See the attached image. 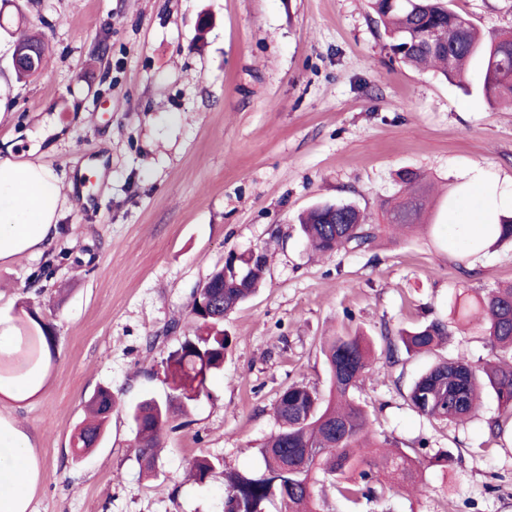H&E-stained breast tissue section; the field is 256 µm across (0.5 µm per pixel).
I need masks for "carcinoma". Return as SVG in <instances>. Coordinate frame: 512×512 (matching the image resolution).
<instances>
[{
	"label": "carcinoma",
	"mask_w": 512,
	"mask_h": 512,
	"mask_svg": "<svg viewBox=\"0 0 512 512\" xmlns=\"http://www.w3.org/2000/svg\"><path fill=\"white\" fill-rule=\"evenodd\" d=\"M374 21L389 41L393 55L405 64L430 66L445 79L466 85L475 61L482 68L480 93L491 107L512 108V30L484 33L451 7V0H369ZM400 195L384 201L385 223L393 229L423 222L427 196L422 175L415 170L398 174ZM307 247L322 255L372 244L382 231L364 223L352 202L319 204L300 218ZM481 238L493 243L512 240V217L485 224ZM267 266V252L253 257L228 252L224 266L214 270L206 287L193 292L183 327L188 335L161 360L168 394L148 397L128 409L136 429L134 452L153 470L156 448L164 430L188 415L202 398L210 396L209 382L224 367L228 337L224 318L259 288ZM450 319L433 318L402 331L388 346L394 358L398 345L409 354L429 353L440 347L454 324L475 323L483 328L489 357L475 362L461 348L452 359L423 373L408 394L421 415L448 424H463L477 411L479 394L488 388L501 415L489 425L494 438H502L512 422V284L490 290L476 302L466 299L449 308ZM21 321L25 332L21 351L0 363V378L20 379L40 371L44 352L54 351L56 336L50 325L34 313ZM322 351L330 376L327 395L303 383L289 385L273 406L278 430L259 449L260 469L224 471V512H320L316 498L319 476L334 481L339 494L357 502L374 494L381 470L402 479L413 478L416 461L400 449L377 462L364 452L372 431L371 414L356 401L353 391L368 372L372 341L361 334L327 336ZM114 398L98 389L89 399L91 418L82 421L74 435L80 451L98 445L112 415ZM222 465L215 457L201 456L190 465V477L205 484Z\"/></svg>",
	"instance_id": "cac0c4a2"
}]
</instances>
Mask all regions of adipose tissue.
<instances>
[{"label": "adipose tissue", "instance_id": "ef3b65f1", "mask_svg": "<svg viewBox=\"0 0 512 512\" xmlns=\"http://www.w3.org/2000/svg\"><path fill=\"white\" fill-rule=\"evenodd\" d=\"M64 204L58 177L40 164L0 155V263L41 254ZM40 469L30 433L0 415V512H31Z\"/></svg>", "mask_w": 512, "mask_h": 512}]
</instances>
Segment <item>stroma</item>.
Returning <instances> with one entry per match:
<instances>
[{
    "label": "stroma",
    "instance_id": "stroma-1",
    "mask_svg": "<svg viewBox=\"0 0 512 512\" xmlns=\"http://www.w3.org/2000/svg\"><path fill=\"white\" fill-rule=\"evenodd\" d=\"M486 31L512 28V0H455ZM0 154L53 170L66 186L57 237L39 256L0 264V311L53 326L56 355L34 398L0 405L30 432L41 480L34 512H224V471L257 470L291 383L329 389L323 337L361 333L374 357L355 396L377 440L421 462L420 487L397 481L351 502L325 487L322 512H512V438L488 425L485 393L469 422L419 415L406 396L427 367L467 349L474 325L436 351L386 358L400 329L447 315L456 296L512 282V244L455 240L480 212L473 171L512 183V111L394 61L366 0H0ZM39 35L41 69L17 80L13 30ZM432 187L425 229L380 235L320 258L298 216L350 201L371 218L399 171ZM265 248L263 288L224 320L229 346L210 395L165 437L146 476L135 428L113 411L102 443L76 457L72 436L98 388L122 403L164 396L160 361L176 349L193 292L226 252ZM50 278L34 281L46 260ZM459 455L448 472L430 466ZM201 455L223 460L207 485ZM223 462L215 457L201 456L193 460L190 465V477L200 485L205 484L217 466Z\"/></svg>",
    "mask_w": 512,
    "mask_h": 512
}]
</instances>
